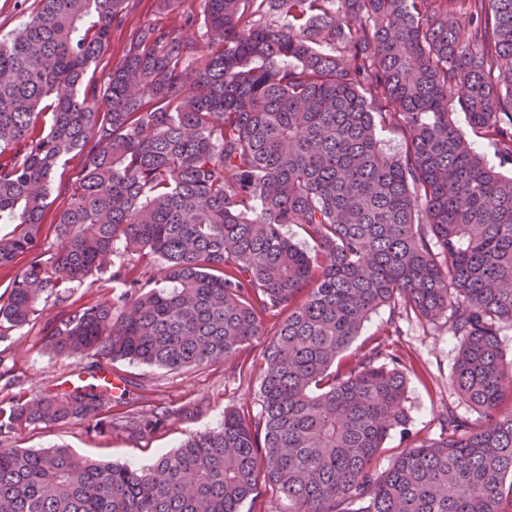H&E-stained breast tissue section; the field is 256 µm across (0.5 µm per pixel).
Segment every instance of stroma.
Wrapping results in <instances>:
<instances>
[{"mask_svg": "<svg viewBox=\"0 0 512 512\" xmlns=\"http://www.w3.org/2000/svg\"><path fill=\"white\" fill-rule=\"evenodd\" d=\"M189 15L194 18L190 25L185 22ZM155 22L179 27L185 39H198L204 30L201 0H130L122 22L112 28L105 53L85 76L84 87L104 89L113 68L124 57L131 32ZM82 165L81 157L76 156L55 173L40 228L45 247L57 244L56 215L65 205L66 190L74 186ZM119 293V286L102 274L90 284L72 283L62 299L42 302L35 319L10 331L0 341V400L47 391L63 392L76 373L99 377V368L90 366L88 360L60 357L47 350L44 328L69 308L109 305ZM381 337L392 343L394 353L401 356L406 366V407L411 418L408 432H393L386 440L378 458V466L384 470L411 440L437 437L439 420L447 408L469 418L475 412L451 385L460 340L449 334L444 321L421 322L383 307L372 314L353 345L364 347ZM261 350V344L256 343L233 360L171 372L126 360L110 362L111 374L126 380L130 388L129 395L116 394L108 402L106 410L112 416L149 417L163 407H191L194 415L170 418L157 431L139 436L120 428L102 434L84 424L38 425L13 434L7 444L12 448L63 445L85 458L148 467L160 454L176 449L189 436L220 427L225 411L238 410L251 418L259 416Z\"/></svg>", "mask_w": 512, "mask_h": 512, "instance_id": "35a3bbf8", "label": "stroma"}]
</instances>
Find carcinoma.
I'll list each match as a JSON object with an SVG mask.
<instances>
[{
	"instance_id": "carcinoma-1",
	"label": "carcinoma",
	"mask_w": 512,
	"mask_h": 512,
	"mask_svg": "<svg viewBox=\"0 0 512 512\" xmlns=\"http://www.w3.org/2000/svg\"><path fill=\"white\" fill-rule=\"evenodd\" d=\"M128 2L40 0L0 37V224L15 225L0 268L25 260L0 323L19 329L46 296L107 273L126 291L50 322V351L172 371L262 339L261 413L226 411L142 469L0 448V512H241L260 481L288 512H504L512 176L454 115L512 164V0H202L203 39L143 25L105 90L79 93ZM72 154L78 186L42 249L53 173ZM382 306L445 319L461 341L452 385L477 412L448 408L440 438L383 471L384 442L410 423L407 378L381 342L350 351ZM106 401L0 400V437L110 431ZM172 415L124 427L144 435ZM455 119L457 123L464 129V131L467 132V134L470 136L476 150L482 153L488 160V162L491 165H493L497 170H500L510 175V172H512V165L501 164L500 159L496 154L495 148L492 146V144L483 138L475 137L471 133V130L467 125L463 112H457L455 115Z\"/></svg>"
}]
</instances>
